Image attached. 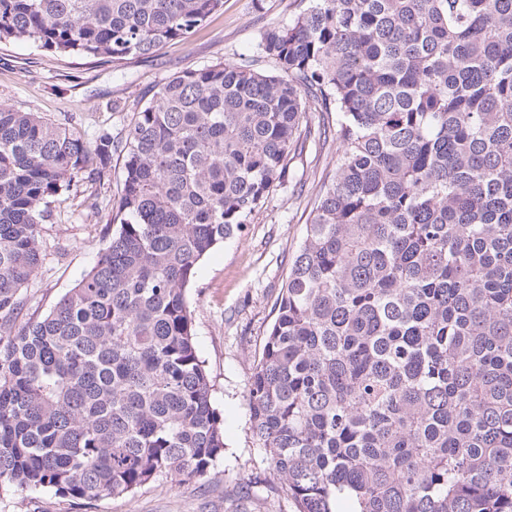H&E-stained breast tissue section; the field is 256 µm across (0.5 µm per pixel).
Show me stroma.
<instances>
[{"label": "stroma", "instance_id": "1", "mask_svg": "<svg viewBox=\"0 0 512 512\" xmlns=\"http://www.w3.org/2000/svg\"><path fill=\"white\" fill-rule=\"evenodd\" d=\"M298 8L297 0H264L259 10L253 0H224L187 40L120 63L1 42L0 100L71 122L90 140L104 130L122 134L173 73L257 58L264 32L287 23ZM335 162V146L307 139L303 153L289 159L283 184L270 191L244 232L200 261L187 293L196 347L213 383L212 404L224 419V459L215 474L181 485L160 477L120 498H62L46 490L0 495V512H295L270 458L251 440L248 392L319 184ZM122 174L117 153L110 186L81 181L51 204L41 269L24 291L20 322L47 314L106 246Z\"/></svg>", "mask_w": 512, "mask_h": 512}]
</instances>
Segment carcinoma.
I'll return each mask as SVG.
<instances>
[{"instance_id":"carcinoma-1","label":"carcinoma","mask_w":512,"mask_h":512,"mask_svg":"<svg viewBox=\"0 0 512 512\" xmlns=\"http://www.w3.org/2000/svg\"><path fill=\"white\" fill-rule=\"evenodd\" d=\"M224 0H0V42L145 57ZM253 63L168 78L92 142L0 101V491L123 497L211 476L224 419L198 262L336 141L249 388L297 512H512V0H306ZM83 278L17 324L49 204L111 180Z\"/></svg>"}]
</instances>
